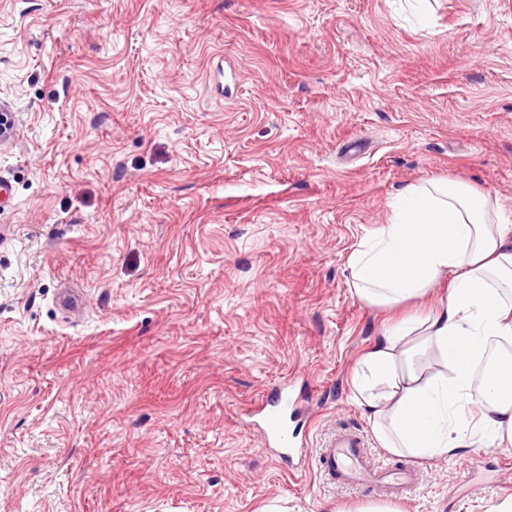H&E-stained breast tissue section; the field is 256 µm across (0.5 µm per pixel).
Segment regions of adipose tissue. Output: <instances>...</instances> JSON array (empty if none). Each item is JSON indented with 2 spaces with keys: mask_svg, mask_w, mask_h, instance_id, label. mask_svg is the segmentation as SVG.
I'll return each instance as SVG.
<instances>
[{
  "mask_svg": "<svg viewBox=\"0 0 512 512\" xmlns=\"http://www.w3.org/2000/svg\"><path fill=\"white\" fill-rule=\"evenodd\" d=\"M390 209L347 257L353 293L379 309L434 303L387 324L361 354L352 400L397 457L512 447V360L473 382L489 342L512 344V216L450 179L401 189ZM472 405L477 415H468Z\"/></svg>",
  "mask_w": 512,
  "mask_h": 512,
  "instance_id": "adipose-tissue-1",
  "label": "adipose tissue"
}]
</instances>
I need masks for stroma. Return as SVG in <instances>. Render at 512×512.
Segmentation results:
<instances>
[{
	"label": "stroma",
	"instance_id": "obj_1",
	"mask_svg": "<svg viewBox=\"0 0 512 512\" xmlns=\"http://www.w3.org/2000/svg\"><path fill=\"white\" fill-rule=\"evenodd\" d=\"M0 512H347L247 413L366 434L385 311L346 259L399 189L512 210V0H0ZM480 465L461 484L464 465ZM401 512H492L512 447L419 467ZM292 400L285 387L273 390L260 406L263 414L264 437L268 444L279 447L276 453L278 463L289 467L291 471L301 472L303 465L294 467V455L301 456L296 448H288V430L284 422V415L288 411Z\"/></svg>",
	"mask_w": 512,
	"mask_h": 512
}]
</instances>
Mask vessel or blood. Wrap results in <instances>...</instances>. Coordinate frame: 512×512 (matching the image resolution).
I'll list each match as a JSON object with an SVG mask.
<instances>
[{"label": "vessel or blood", "instance_id": "obj_1", "mask_svg": "<svg viewBox=\"0 0 512 512\" xmlns=\"http://www.w3.org/2000/svg\"><path fill=\"white\" fill-rule=\"evenodd\" d=\"M292 400L286 388L273 390L263 401L264 437L277 446L278 463L293 467L294 449L288 446V430L284 415ZM365 438L356 430L343 429L318 452V469L341 484L371 487L386 495L400 498L418 481V472L411 467L395 469L373 467L365 453Z\"/></svg>", "mask_w": 512, "mask_h": 512}]
</instances>
